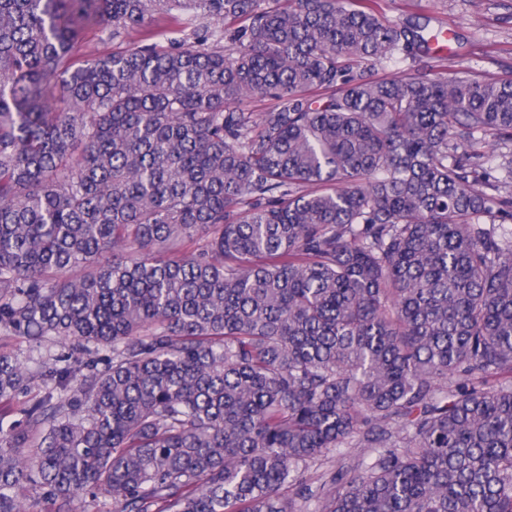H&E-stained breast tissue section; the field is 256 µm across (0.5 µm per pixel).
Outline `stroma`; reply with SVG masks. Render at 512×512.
<instances>
[{"label": "stroma", "instance_id": "stroma-1", "mask_svg": "<svg viewBox=\"0 0 512 512\" xmlns=\"http://www.w3.org/2000/svg\"><path fill=\"white\" fill-rule=\"evenodd\" d=\"M377 8L391 20L413 14L430 29H447V51L431 60L437 71L512 76V0H377Z\"/></svg>", "mask_w": 512, "mask_h": 512}]
</instances>
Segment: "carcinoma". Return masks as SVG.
<instances>
[{
  "label": "carcinoma",
  "mask_w": 512,
  "mask_h": 512,
  "mask_svg": "<svg viewBox=\"0 0 512 512\" xmlns=\"http://www.w3.org/2000/svg\"><path fill=\"white\" fill-rule=\"evenodd\" d=\"M375 2L0 0V512H512V77ZM115 48L116 46L107 40L105 35L89 30L83 34L79 54L82 56H102L112 53Z\"/></svg>",
  "instance_id": "carcinoma-1"
}]
</instances>
